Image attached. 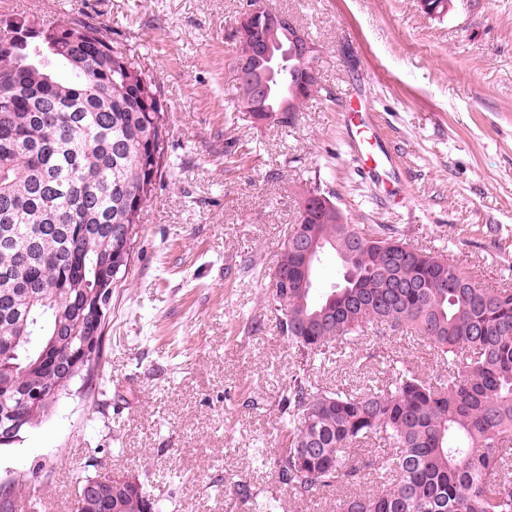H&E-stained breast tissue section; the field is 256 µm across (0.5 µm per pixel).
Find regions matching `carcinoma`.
Instances as JSON below:
<instances>
[{
    "mask_svg": "<svg viewBox=\"0 0 512 512\" xmlns=\"http://www.w3.org/2000/svg\"><path fill=\"white\" fill-rule=\"evenodd\" d=\"M288 46L287 66L269 80L276 104L288 102L282 124L319 84L305 76L315 57L289 42L283 28L256 19L253 34L235 44L251 57L258 45ZM252 93L237 76L234 106ZM166 104L134 55L76 18L44 22L0 17V431L28 393L53 385L78 363L91 375L103 349L87 351L97 289L127 265L114 262L120 229L140 224L163 175ZM288 232L311 230L324 249L357 251L353 271H341L315 296L304 286L301 256L282 245L274 268L288 277L280 333L302 359L277 411L288 445L273 468L297 500L317 490L354 485L367 470L378 489L336 501V512H512V287L484 288L475 276L407 245L383 224H338L325 206ZM423 340L448 367L435 384L406 368L365 391L327 388L308 362L336 344L353 346L367 325ZM64 344L44 354L52 337ZM382 452L355 460L371 441ZM30 492L21 476L0 486V509ZM165 512L145 483L121 489L104 474L75 512Z\"/></svg>",
    "mask_w": 512,
    "mask_h": 512,
    "instance_id": "carcinoma-1",
    "label": "carcinoma"
}]
</instances>
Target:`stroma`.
Wrapping results in <instances>:
<instances>
[{"label":"stroma","instance_id":"35a3bbf8","mask_svg":"<svg viewBox=\"0 0 512 512\" xmlns=\"http://www.w3.org/2000/svg\"><path fill=\"white\" fill-rule=\"evenodd\" d=\"M318 45L320 92L290 124L233 107L229 39L249 0H0V15L67 14L105 25L136 51L165 101L166 169L112 288L105 351L20 444L0 450V484L36 470L40 512H75L95 473L148 477L176 512H255L227 482L270 492L281 512H336L372 488L316 492L304 504L273 476L288 442L276 411L300 358L265 300L280 246L312 191L333 193L352 224H392L484 286L512 285V0H266ZM372 105L399 175L362 178L343 118L345 88ZM310 365L326 387L362 390L406 358L444 372L402 333L368 329Z\"/></svg>","mask_w":512,"mask_h":512}]
</instances>
